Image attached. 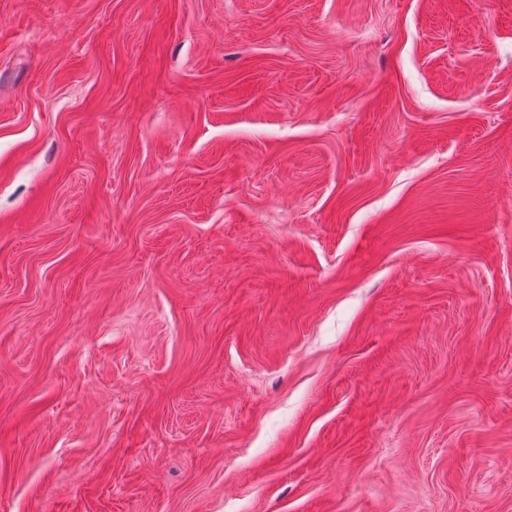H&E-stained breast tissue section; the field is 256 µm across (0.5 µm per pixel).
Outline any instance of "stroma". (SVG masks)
Instances as JSON below:
<instances>
[{"mask_svg":"<svg viewBox=\"0 0 512 512\" xmlns=\"http://www.w3.org/2000/svg\"><path fill=\"white\" fill-rule=\"evenodd\" d=\"M0 512H512V0H0Z\"/></svg>","mask_w":512,"mask_h":512,"instance_id":"35a3bbf8","label":"stroma"}]
</instances>
